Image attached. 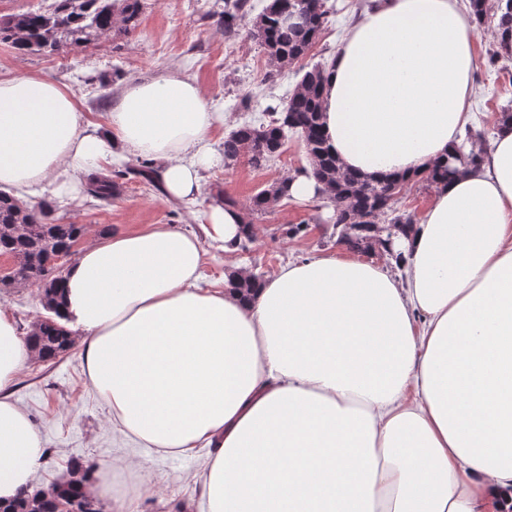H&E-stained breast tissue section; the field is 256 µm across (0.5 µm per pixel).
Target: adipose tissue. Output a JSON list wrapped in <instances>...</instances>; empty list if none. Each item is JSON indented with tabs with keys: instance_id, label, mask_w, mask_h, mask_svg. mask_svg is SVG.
Masks as SVG:
<instances>
[{
	"instance_id": "ef3b65f1",
	"label": "adipose tissue",
	"mask_w": 512,
	"mask_h": 512,
	"mask_svg": "<svg viewBox=\"0 0 512 512\" xmlns=\"http://www.w3.org/2000/svg\"><path fill=\"white\" fill-rule=\"evenodd\" d=\"M476 22L459 0H371L322 89L327 143L372 180L422 172L473 127ZM198 83L126 86L95 133L75 95L38 74L0 78V188L33 203L116 159L158 166L161 195L196 202L222 162ZM475 168L436 189L392 269L347 254L282 264L259 287L202 284L204 242L233 251L239 208L200 232L172 224L83 245L62 310L113 426L157 457L204 453L202 512H512V124ZM36 353L0 310V500L46 450L10 397ZM147 456L86 486L124 512L115 477L146 485Z\"/></svg>"
}]
</instances>
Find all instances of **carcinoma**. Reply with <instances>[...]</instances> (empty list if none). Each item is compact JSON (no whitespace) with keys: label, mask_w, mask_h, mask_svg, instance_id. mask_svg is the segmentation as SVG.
<instances>
[{"label":"carcinoma","mask_w":512,"mask_h":512,"mask_svg":"<svg viewBox=\"0 0 512 512\" xmlns=\"http://www.w3.org/2000/svg\"><path fill=\"white\" fill-rule=\"evenodd\" d=\"M498 28L512 32V0H499ZM249 0H224V33L235 34L236 21L247 14ZM294 9L308 16L300 27L283 28L279 14ZM141 12V0H54L49 9L27 10L0 15V41L20 53L48 52L79 47L94 39L112 35L116 24L127 33L135 28ZM325 0H271L255 17L251 33L265 49L270 64H282L305 56L327 21ZM325 67L314 65L306 71L287 100L269 108L271 120L264 128L241 126L224 138V160L232 162L245 153L256 168L278 153L288 138L299 134L312 162L311 168L297 171L310 175L321 185L333 206V227L337 241L360 253L380 252L393 256L395 237L414 220L397 208L398 196L409 181L394 178L371 181L342 168L324 139L321 126L320 89ZM485 136L481 130L468 131L464 143L448 158L433 166L421 181L430 186L447 184L458 167L474 165L479 154L466 150ZM124 176H95L86 181L87 193L101 201H112L123 191ZM289 175L274 182L251 199V209L265 211L285 196ZM84 235L81 224H61L54 218L49 201L22 206L6 192H0V252L12 253L17 260L15 286H34L41 291V302L49 315L32 323L28 334L39 359L52 360L73 344L70 331L56 320L60 316L63 279L52 275V260L66 251L72 241ZM261 276L249 271L228 273L227 284L233 288H255ZM94 469L76 463L68 484H54L51 489L33 488L13 501L0 502V512H103L102 504L88 496L83 486L93 477Z\"/></svg>","instance_id":"cac0c4a2"}]
</instances>
